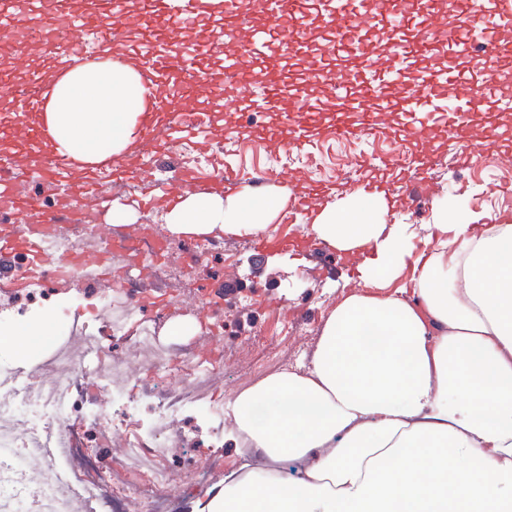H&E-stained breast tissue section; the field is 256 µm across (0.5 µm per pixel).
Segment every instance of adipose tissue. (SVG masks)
Returning a JSON list of instances; mask_svg holds the SVG:
<instances>
[{"label": "adipose tissue", "mask_w": 512, "mask_h": 512, "mask_svg": "<svg viewBox=\"0 0 512 512\" xmlns=\"http://www.w3.org/2000/svg\"><path fill=\"white\" fill-rule=\"evenodd\" d=\"M149 106L133 64L91 62L53 84L42 118L79 165L125 153ZM285 199L182 197L167 215L186 237L257 236ZM384 197L355 193L311 230L359 257L308 366L236 393L226 439L238 455L190 512H512V224L480 223L447 195L414 247Z\"/></svg>", "instance_id": "1"}]
</instances>
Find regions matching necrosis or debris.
<instances>
[{
	"label": "necrosis or debris",
	"mask_w": 512,
	"mask_h": 512,
	"mask_svg": "<svg viewBox=\"0 0 512 512\" xmlns=\"http://www.w3.org/2000/svg\"><path fill=\"white\" fill-rule=\"evenodd\" d=\"M30 248L0 281V512H175L176 469L184 489L212 488L224 466L230 415L211 383L224 370L223 270L233 263L223 233L182 240L205 262L194 270L158 258L168 236L131 237L125 224H30ZM93 253L94 264L83 261ZM197 296L201 335L176 343L167 324L186 307L168 281ZM47 322L48 347L26 361L19 330ZM205 448L201 465L195 451ZM43 461L39 480L32 458Z\"/></svg>",
	"instance_id": "4bbe7bcc"
}]
</instances>
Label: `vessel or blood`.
Masks as SVG:
<instances>
[{
  "mask_svg": "<svg viewBox=\"0 0 512 512\" xmlns=\"http://www.w3.org/2000/svg\"><path fill=\"white\" fill-rule=\"evenodd\" d=\"M379 0H263L261 23L252 27L243 47L224 46L216 39L212 25L224 22L225 36L235 33L227 24L229 0H155L151 7L131 9L128 0H98L102 21L115 16L130 17L144 41L133 45L141 59L140 77L146 88L158 93L152 111L141 116L142 140L152 144L156 158L162 159L166 174L163 194L175 203L191 181L188 171L168 162L167 139L197 135V128L185 125L176 109L162 100L165 89H222L225 109L257 112L261 121L247 120L233 128L234 134L257 136L273 149L285 144H305L309 139L330 133L350 137L366 130L389 129L407 145L429 144L439 148L450 139L467 142L510 141L512 132L504 121L512 119V84L505 80L512 66L503 63L501 46L512 35V0H471L467 10L450 9L440 14L426 11V0H410V10H395L388 18L394 39L389 59H375L357 65L362 31L377 18ZM74 11L73 0H0V32L16 28L20 13L35 17L45 36L40 55L49 62L47 73L29 77L16 85L11 73H0V91L18 102L27 117L24 132L41 146H49L50 135L41 122L43 95L52 75L61 69L83 65L86 55L72 51L54 32L53 16L58 10ZM189 22L197 27L198 48L194 55L179 57L166 51L173 22ZM452 25L446 60L438 67H413V60L426 52L431 34ZM332 36L336 45L334 61H321L306 79L290 80L287 74L272 78L267 65L282 59H297L298 44L311 28ZM484 60L485 77L474 83L459 72L461 63L472 57ZM246 73L249 84L261 85L262 97L243 94L231 78ZM494 91L496 119L477 125L484 90ZM36 168L42 184H53L66 176L68 204L56 209L46 205L42 195H18L13 191L17 170ZM304 171L281 169L277 173L241 174L227 168L220 173L223 188L262 187L272 178L294 181ZM370 190L381 191L406 205H414L430 190L427 180H373ZM87 191L86 176L67 157L54 156L52 168L34 167L21 160L16 170L0 169V201L21 212L36 214L45 224H67L77 215L74 203Z\"/></svg>",
  "mask_w": 512,
  "mask_h": 512,
  "instance_id": "vessel-or-blood-1",
  "label": "vessel or blood"
}]
</instances>
